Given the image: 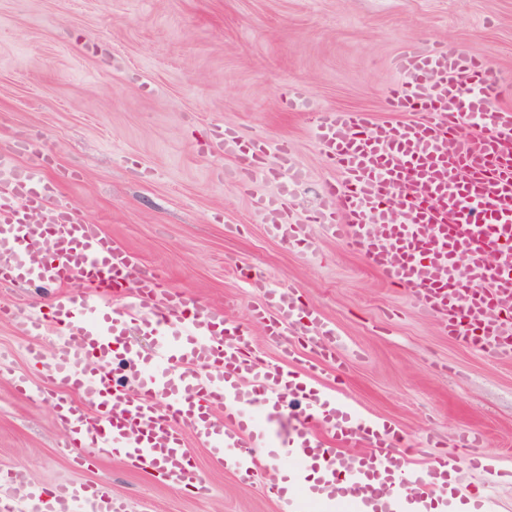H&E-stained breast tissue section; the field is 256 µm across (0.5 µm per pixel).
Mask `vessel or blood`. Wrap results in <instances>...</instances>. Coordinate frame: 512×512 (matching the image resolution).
I'll return each instance as SVG.
<instances>
[{
	"label": "vessel or blood",
	"instance_id": "vessel-or-blood-1",
	"mask_svg": "<svg viewBox=\"0 0 512 512\" xmlns=\"http://www.w3.org/2000/svg\"><path fill=\"white\" fill-rule=\"evenodd\" d=\"M401 82L386 91L391 111L413 120L375 121L368 113H318L315 141L342 182L328 185L334 211L328 231L364 254L385 281L408 290L419 307L442 316L461 344L512 359V83L491 62L450 44L410 49L394 61ZM477 134L462 135V128ZM241 174L279 181L276 197L252 204L276 238L305 247L308 224H287L283 200L301 177L287 148L264 169L261 141L235 128L213 129ZM39 279L56 283L51 316L20 310L19 335L54 324L52 352L27 351L47 383L70 447L90 458L123 454L136 468L198 494L205 479L186 449L187 438L209 448L217 466L251 478L257 458L285 455L295 471L287 489L270 470L266 488L280 512H401L417 503L429 512L448 499V473L463 464L497 476L482 436L463 431L468 459L406 463L395 427L352 412L327 387L279 364L260 366L250 331L227 326L222 309L192 293L162 290L156 274L80 207L61 197L57 182L0 152V284ZM86 286L83 294L69 286ZM259 302L252 319L267 335L303 337L320 362L337 359L336 330L297 289L253 281ZM155 336L152 355H128L138 382L127 392L112 371L114 346L134 331ZM13 489L0 512H124L121 498L93 483L48 489L19 469L0 474Z\"/></svg>",
	"mask_w": 512,
	"mask_h": 512
}]
</instances>
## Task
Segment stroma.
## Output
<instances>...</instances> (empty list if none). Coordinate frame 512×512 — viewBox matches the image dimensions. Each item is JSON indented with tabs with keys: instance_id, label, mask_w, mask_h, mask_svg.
Segmentation results:
<instances>
[{
	"instance_id": "1",
	"label": "stroma",
	"mask_w": 512,
	"mask_h": 512,
	"mask_svg": "<svg viewBox=\"0 0 512 512\" xmlns=\"http://www.w3.org/2000/svg\"><path fill=\"white\" fill-rule=\"evenodd\" d=\"M448 43L491 61L512 80V0H0V151L61 184L164 288H186L249 328L258 355L284 345L250 317L257 300L240 265L336 327L339 367L320 377L363 415L401 429L407 444L434 435V455L469 456L463 430L484 435L503 473L500 512H512V361L458 344L406 290L390 287L357 251L316 229L313 250L273 238L252 207L278 181L241 183L236 161L210 146L217 126L287 144L303 179L288 199L304 222L338 172L310 134L315 113L357 110L378 120L399 74L394 58ZM310 109L290 111L289 89ZM49 289L0 288V471L21 468L45 487L98 483L126 512H278L262 480L220 469L206 448H187L207 495L153 470L106 458L80 468L56 419L29 346L51 332L18 335L10 310L48 307ZM30 375L22 394L14 378Z\"/></svg>"
}]
</instances>
